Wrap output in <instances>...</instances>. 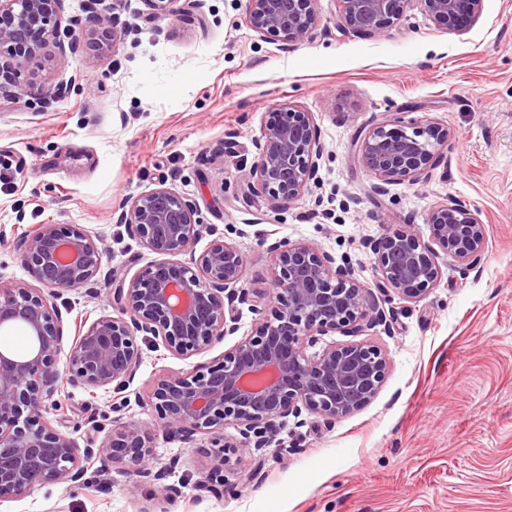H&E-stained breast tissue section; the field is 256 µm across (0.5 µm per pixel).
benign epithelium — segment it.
I'll use <instances>...</instances> for the list:
<instances>
[{
  "mask_svg": "<svg viewBox=\"0 0 512 512\" xmlns=\"http://www.w3.org/2000/svg\"><path fill=\"white\" fill-rule=\"evenodd\" d=\"M344 30L375 36L419 4L429 19L475 20L484 0H338ZM58 0H0V78L17 85L21 69L41 58L46 47L86 39L103 47L119 38L114 18L99 15L88 33L62 28ZM319 21L317 0H248L246 22L256 33L276 34L288 43L311 35ZM411 132L383 122L366 132L358 161L376 183L375 191L397 182L416 183L436 165L451 130L434 122H406ZM256 192L276 203L299 200L318 183L323 147L309 113L288 103L256 141ZM117 222L127 225L157 259L128 275L114 269L112 303L117 316L75 325L65 364L58 358L64 339L62 316L52 299L72 289L98 294L103 250L75 224H38L26 236L21 263L34 280L0 284V329L20 327L31 340L18 356L0 349V499L24 497L37 485L86 484L93 469L136 466L137 476L171 499L182 487L167 483L179 464L155 463L153 431L181 437L202 434L215 448L212 466L195 485L224 494L226 473L274 441L276 426L292 416H315L331 426L367 405L384 385L389 358L358 336L368 327L393 322L385 305L415 302L436 288L441 255L451 254L461 274L476 269L486 251L484 224L466 203L448 199L431 211L430 241L413 228L368 239L384 299L350 277L349 262L308 243L270 245L275 269L273 301H253L258 319L251 332L217 359L159 377L145 393L126 390L142 363L139 341L150 340L173 356L188 359L211 350L238 331V305L250 301L244 285L246 256L225 237L200 254L194 247L206 225L198 203L162 183L129 199ZM189 260H184V256ZM340 334L341 342H323ZM79 386L95 394L112 390L113 411L130 403L150 410L148 422L113 420L112 440L83 442L70 430L68 408L54 395ZM52 399L50 404L45 400ZM227 427L238 435L224 434Z\"/></svg>",
  "mask_w": 512,
  "mask_h": 512,
  "instance_id": "benign-epithelium-1",
  "label": "benign epithelium"
}]
</instances>
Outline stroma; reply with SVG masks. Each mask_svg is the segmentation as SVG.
<instances>
[{
	"label": "stroma",
	"mask_w": 512,
	"mask_h": 512,
	"mask_svg": "<svg viewBox=\"0 0 512 512\" xmlns=\"http://www.w3.org/2000/svg\"><path fill=\"white\" fill-rule=\"evenodd\" d=\"M60 14L89 30L112 13L122 36L103 51L57 48L24 69L27 94L0 93V164L20 174L0 184V280H28L20 262L39 224H77L102 247V274L134 273L155 256L117 217L129 198L159 183L194 198L212 236L247 257L251 294L273 289L270 244L311 243L348 259L375 288L366 239L413 227L448 198L476 209L487 248L462 275L442 260V278L419 302H393V333L365 332L390 359L387 379L359 411L324 427L283 422L284 451L243 461L252 478L221 497L194 491L211 465L207 436L183 440L156 430L157 461L179 457L170 481L184 494L166 504L134 469L88 473L85 487L40 485L0 512H512V0H485L470 23L432 22L413 7L375 37L339 27L337 0H318L319 23L298 44L259 36L245 23L247 0H61ZM309 112L323 154L320 181L293 203L253 190L255 143L280 104ZM450 127L428 179L385 192L357 161L358 138L398 113ZM64 334L74 317L114 315L107 292L64 293ZM236 336L187 360L143 345L131 391L145 381L218 358L253 329L250 305ZM80 436L112 435V395L65 386Z\"/></svg>",
	"instance_id": "stroma-1"
}]
</instances>
